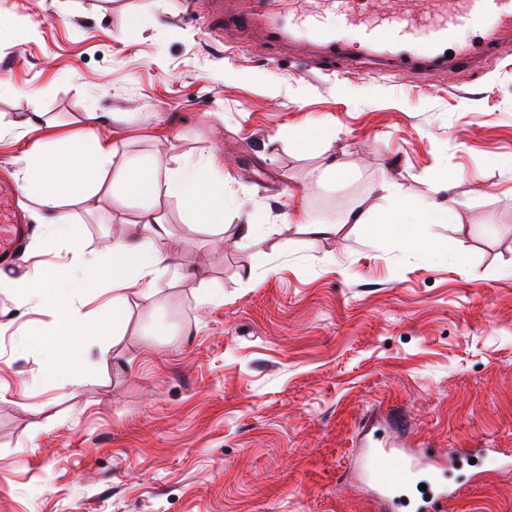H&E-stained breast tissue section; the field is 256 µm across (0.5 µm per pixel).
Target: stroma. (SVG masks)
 Segmentation results:
<instances>
[{
  "label": "stroma",
  "instance_id": "35a3bbf8",
  "mask_svg": "<svg viewBox=\"0 0 512 512\" xmlns=\"http://www.w3.org/2000/svg\"><path fill=\"white\" fill-rule=\"evenodd\" d=\"M0 21L1 175L94 111L117 167L220 147L231 199L220 245L162 199L182 275L130 298L124 335L82 337L70 387L39 336L54 305L0 288V512H375L374 433L512 449L511 35L450 72L218 31L200 0H0ZM321 121L320 151L289 140ZM385 179L447 208L429 233L452 252L345 223L386 209ZM296 202L335 233L289 223ZM69 210L88 252L137 232L134 204ZM77 257L36 224L12 271ZM447 512H512V470L487 465Z\"/></svg>",
  "mask_w": 512,
  "mask_h": 512
}]
</instances>
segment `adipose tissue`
<instances>
[{
    "label": "adipose tissue",
    "instance_id": "obj_1",
    "mask_svg": "<svg viewBox=\"0 0 512 512\" xmlns=\"http://www.w3.org/2000/svg\"><path fill=\"white\" fill-rule=\"evenodd\" d=\"M112 153L111 139L99 136L90 121L81 132L37 145L17 159L21 193L35 203L38 223L49 226L53 238L76 235L74 222L63 208L66 200L87 211L96 210L105 193L118 211L129 200L141 202L139 237L112 239L90 260L56 280H48L37 267L20 278L0 272V288L16 289L28 301L47 296L56 306L58 320L45 343L49 370L64 386L73 382L72 366L83 333L122 335L130 297L146 300L153 295L158 271L171 257V235L159 215L160 198L182 202L205 224L224 222L223 158L218 150L174 166L149 163L118 169L112 166ZM373 192L388 201V208L374 216L350 211L346 223L370 224L375 233L393 235L409 250L447 253V243L428 232L429 225L443 217L437 202L421 208L410 204L389 180L376 184ZM97 285L106 286L110 299L107 310L92 318L77 307L76 299L79 289Z\"/></svg>",
    "mask_w": 512,
    "mask_h": 512
}]
</instances>
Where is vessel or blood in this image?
Segmentation results:
<instances>
[{"instance_id":"1","label":"vessel or blood","mask_w":512,"mask_h":512,"mask_svg":"<svg viewBox=\"0 0 512 512\" xmlns=\"http://www.w3.org/2000/svg\"><path fill=\"white\" fill-rule=\"evenodd\" d=\"M371 0H321L312 10L313 29L299 23L297 13L281 11L278 0H265L264 14H255L242 6H234L228 21L242 30L265 26L274 40H303L316 38L328 53L352 60L367 55L394 54L401 63L411 66L419 63H454L468 65L478 55L497 50L504 34L512 32V0H432L428 20L418 21L412 10L415 0H395V8L377 12L367 11ZM479 32L478 44L449 53L448 46L459 29ZM29 226L23 214H14L11 221L0 226V265L14 261L25 242ZM486 448H445L438 454H408L403 461H394L388 448L371 450L364 467L373 487L378 512H445L458 488L442 481L416 499L402 495L401 490L413 483L421 471L445 468L462 457H487Z\"/></svg>"}]
</instances>
